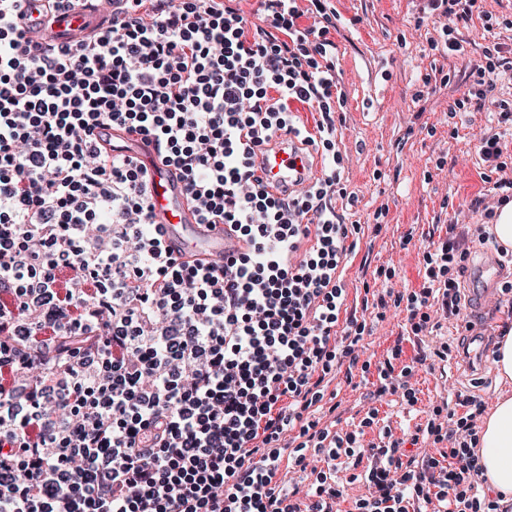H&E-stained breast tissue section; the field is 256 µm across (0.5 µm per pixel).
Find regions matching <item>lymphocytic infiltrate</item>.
Returning a JSON list of instances; mask_svg holds the SVG:
<instances>
[{
	"label": "lymphocytic infiltrate",
	"instance_id": "obj_1",
	"mask_svg": "<svg viewBox=\"0 0 512 512\" xmlns=\"http://www.w3.org/2000/svg\"><path fill=\"white\" fill-rule=\"evenodd\" d=\"M26 5L0 0V512H336L332 484L289 503L279 447L345 299L333 181L279 198L255 176L275 137L311 142L292 103L335 133L334 65L304 70L224 0H126L84 42L45 48ZM115 128L247 250L175 254L146 164L98 140ZM477 471L459 460L430 495L387 460L362 512H470L457 487Z\"/></svg>",
	"mask_w": 512,
	"mask_h": 512
}]
</instances>
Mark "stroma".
<instances>
[{"label": "stroma", "mask_w": 512, "mask_h": 512, "mask_svg": "<svg viewBox=\"0 0 512 512\" xmlns=\"http://www.w3.org/2000/svg\"><path fill=\"white\" fill-rule=\"evenodd\" d=\"M321 23L334 63L327 103L336 132L311 144L312 181L339 177L332 202L347 228L336 271L333 379L304 414L340 436L334 466L305 449L284 455L295 503L320 474L343 485L338 512L371 490V451L456 460L463 416L489 411L506 386L494 363L471 375L458 360L467 313L444 316L439 288L464 294V275L493 207L512 194V0H475L435 17L428 0H312L298 28ZM499 134L486 160L478 140Z\"/></svg>", "instance_id": "1"}]
</instances>
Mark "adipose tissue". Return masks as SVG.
Segmentation results:
<instances>
[{
    "label": "adipose tissue",
    "instance_id": "ef3b65f1",
    "mask_svg": "<svg viewBox=\"0 0 512 512\" xmlns=\"http://www.w3.org/2000/svg\"><path fill=\"white\" fill-rule=\"evenodd\" d=\"M470 446L497 497L512 500V395H500L494 408L482 416Z\"/></svg>",
    "mask_w": 512,
    "mask_h": 512
}]
</instances>
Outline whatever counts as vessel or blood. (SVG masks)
I'll use <instances>...</instances> for the list:
<instances>
[{
	"instance_id": "obj_1",
	"label": "vessel or blood",
	"mask_w": 512,
	"mask_h": 512,
	"mask_svg": "<svg viewBox=\"0 0 512 512\" xmlns=\"http://www.w3.org/2000/svg\"><path fill=\"white\" fill-rule=\"evenodd\" d=\"M111 0H85L77 16L62 17L50 28L30 31L33 40L43 38L55 44L68 46L81 41L92 29L100 26L111 10ZM256 174L271 193L283 195L293 192L306 181L309 159L298 142L280 137L262 147L255 159ZM155 186L154 215L163 224L170 239L182 250L210 260L243 252L247 244L228 227L199 223L187 202L181 181L160 162L149 169ZM472 275L467 290L466 304L476 317H484L494 298V282L501 267L491 252L479 250L472 256ZM491 353L488 337L472 334L461 349L468 367H483Z\"/></svg>"
}]
</instances>
